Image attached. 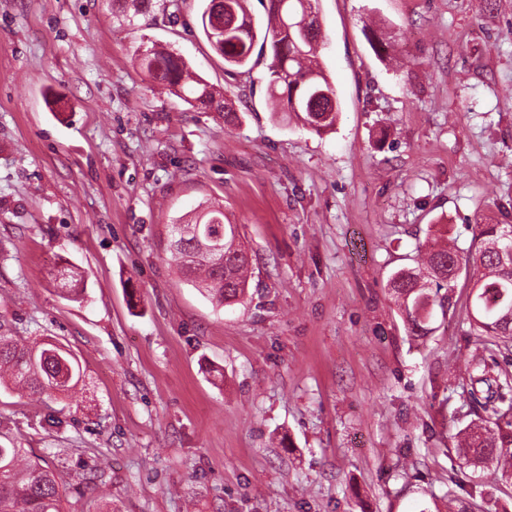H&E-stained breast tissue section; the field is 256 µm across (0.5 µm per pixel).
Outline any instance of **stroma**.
I'll return each instance as SVG.
<instances>
[{
    "label": "stroma",
    "instance_id": "1",
    "mask_svg": "<svg viewBox=\"0 0 512 512\" xmlns=\"http://www.w3.org/2000/svg\"><path fill=\"white\" fill-rule=\"evenodd\" d=\"M204 6L0 0V321L85 373L52 399L1 390L0 446L65 449L62 512L101 458L91 512H512V486L457 449L486 355L470 281L424 337L387 288L429 234L465 249L475 222L512 224V0H318L341 105L322 135L272 116L265 64L226 74ZM150 45L240 122L153 86ZM207 201L253 258L221 310L166 249Z\"/></svg>",
    "mask_w": 512,
    "mask_h": 512
}]
</instances>
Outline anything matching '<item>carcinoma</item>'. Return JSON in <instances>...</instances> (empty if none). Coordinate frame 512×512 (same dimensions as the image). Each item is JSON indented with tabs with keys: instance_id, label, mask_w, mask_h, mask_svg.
Masks as SVG:
<instances>
[{
	"instance_id": "cac0c4a2",
	"label": "carcinoma",
	"mask_w": 512,
	"mask_h": 512,
	"mask_svg": "<svg viewBox=\"0 0 512 512\" xmlns=\"http://www.w3.org/2000/svg\"><path fill=\"white\" fill-rule=\"evenodd\" d=\"M245 0H207L201 13L203 34L212 51L224 59L225 72H248L253 56L270 52L268 100L272 114L293 112L317 134L334 129L340 114L336 91L329 81L317 52L320 29L298 28L292 19L315 9L316 0H267L266 18L254 21L244 7ZM142 71L161 89L192 107L201 106L224 113V121L238 119L227 110L224 97L196 74L183 57L154 46L138 56ZM201 226L210 233L223 232L219 241L224 265L197 259L193 237L180 242L170 230L168 251L184 280L205 295L213 306L222 308L243 299L250 288L251 274L242 264L251 260L240 241L237 227L224 223V207L210 203ZM512 224H475L471 248L462 252L455 245L432 240L420 248L423 264L402 268L389 278V288L406 315L410 333L422 336L433 317L434 306L451 303L456 274L454 267L472 265L473 318L470 328L485 344L498 349L512 347ZM67 281V293L80 298L73 270L59 271ZM81 368L60 343L52 340L30 344L14 336L0 323V388L28 389L51 398L74 389ZM470 395L473 402L484 400L482 410L489 416L472 423L458 434V447L475 469L494 466L502 481L512 484V373H492L486 361L473 364ZM64 477L47 460L29 458L23 448L0 447V512H60Z\"/></svg>"
}]
</instances>
